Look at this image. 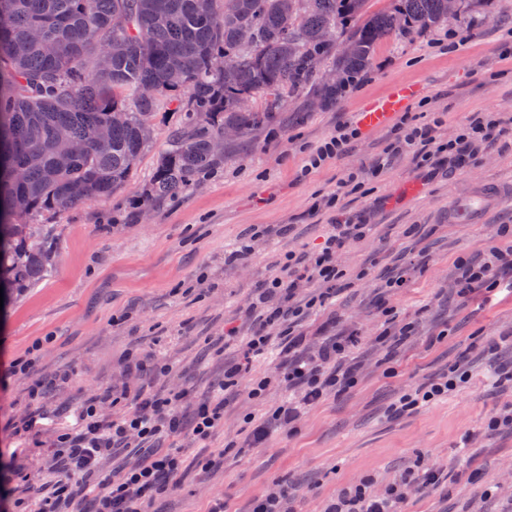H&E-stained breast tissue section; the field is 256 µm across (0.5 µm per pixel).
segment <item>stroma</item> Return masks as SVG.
Returning <instances> with one entry per match:
<instances>
[{
  "label": "stroma",
  "mask_w": 512,
  "mask_h": 512,
  "mask_svg": "<svg viewBox=\"0 0 512 512\" xmlns=\"http://www.w3.org/2000/svg\"><path fill=\"white\" fill-rule=\"evenodd\" d=\"M510 39L512 0H472L456 20L393 36L336 105L314 108L311 94L297 95L272 125L225 141L223 162L198 187L146 215L141 203L156 159L168 129L182 121L181 113L160 110L154 141L121 192L35 216L56 263L0 306V360L30 363L0 391V452L12 458L14 512H39L53 491L56 439L81 406L100 399L99 414L116 419L148 386L184 391L179 409L188 415L236 363L246 370L225 394L223 425L204 448L182 435L183 470L151 512H212L219 502L226 512H248L278 484L288 490L291 512H326L354 485L367 481L379 492L422 468L440 473L441 483L408 490L406 512H512V431L485 430L512 405V379L501 373L512 363V291L504 287L512 275L493 290L464 289L457 278L459 262L512 248V206L473 224L448 221L449 203L470 187H512V59L499 56ZM396 81L416 85L409 110L423 122L439 119L441 141L474 112L499 113L506 133L463 169L424 170L401 155L374 178L392 129L363 130L345 156L303 173L339 124L356 123L364 102ZM352 173L360 187L341 210L327 208ZM336 220L368 230L339 252L343 276L301 329L309 354L324 338L342 341V364L356 380L247 447L250 420L266 418L297 391L282 380L279 352L246 360L253 323L245 311L289 253L314 252ZM246 241L251 252L227 260ZM394 321L413 323L411 335L381 339ZM230 329L234 337L225 338ZM155 359L167 374L150 371ZM64 368L70 380L33 405L31 388ZM455 368L467 379L447 399L391 414L403 394ZM259 376L270 384L255 400L247 384ZM35 411L36 427L20 430ZM218 452L223 465L209 466Z\"/></svg>",
  "instance_id": "35a3bbf8"
}]
</instances>
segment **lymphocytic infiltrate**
<instances>
[{
  "label": "lymphocytic infiltrate",
  "instance_id": "obj_1",
  "mask_svg": "<svg viewBox=\"0 0 512 512\" xmlns=\"http://www.w3.org/2000/svg\"><path fill=\"white\" fill-rule=\"evenodd\" d=\"M501 134L500 119L478 113L470 119L460 133L448 142L438 141L435 127L416 122L410 113H403L395 127V138L386 151L387 157L402 153L412 154L418 166L435 168L448 165L449 169L468 166L480 148L492 146ZM363 224H334L332 232L311 258L306 268L288 262L280 276L267 285L264 295L279 297L276 306L267 308L265 316L255 324L247 342L249 357L266 355L276 348L271 336L274 326L290 325L303 315L302 307L290 306L298 280L303 273L329 283L339 278L336 255L346 241L365 235ZM512 270V250H492L491 257L482 262H465L459 265V280L466 287L495 288L501 271ZM344 348L340 342L326 341L316 354L288 363L283 378L286 382L303 387L300 398L286 400L266 419L255 423L251 429L253 443H263L274 427L294 423L311 406L319 402L330 388L351 386L355 377L352 371L325 373L324 366L341 356ZM239 368L225 369L219 383V397L214 402L201 405L191 420H184L177 411L181 393L160 394L143 388L135 396L134 409L119 420L104 421L95 404H88L77 414L75 427L57 440V471L59 478L51 494L44 499L40 512H62L73 503H90V512H148L154 496L167 491L179 474L182 450L175 444L177 436L191 432L194 439L205 443L211 440L217 426L224 420L222 394L237 383ZM466 379L465 373L451 371L427 385L405 394L396 413L414 410L447 396ZM141 448L136 465L123 479L110 483L107 492H96L90 480L99 462L117 448ZM436 472L410 471L401 483L388 486L384 492H372L368 483L358 484L337 496L327 512H404L406 488L436 486Z\"/></svg>",
  "mask_w": 512,
  "mask_h": 512
}]
</instances>
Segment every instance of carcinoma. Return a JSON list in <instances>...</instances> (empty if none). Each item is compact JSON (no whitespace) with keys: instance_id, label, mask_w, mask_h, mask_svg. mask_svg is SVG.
Instances as JSON below:
<instances>
[{"instance_id":"obj_1","label":"carcinoma","mask_w":512,"mask_h":512,"mask_svg":"<svg viewBox=\"0 0 512 512\" xmlns=\"http://www.w3.org/2000/svg\"><path fill=\"white\" fill-rule=\"evenodd\" d=\"M0 0V284L29 287L53 257L27 219L112 197L152 140L167 134L143 205L195 187L223 159L212 143L271 120L307 87L337 99L392 34L448 21V0ZM332 62L337 79L316 64ZM258 95L263 109L244 101ZM61 140L85 144L75 156Z\"/></svg>"}]
</instances>
